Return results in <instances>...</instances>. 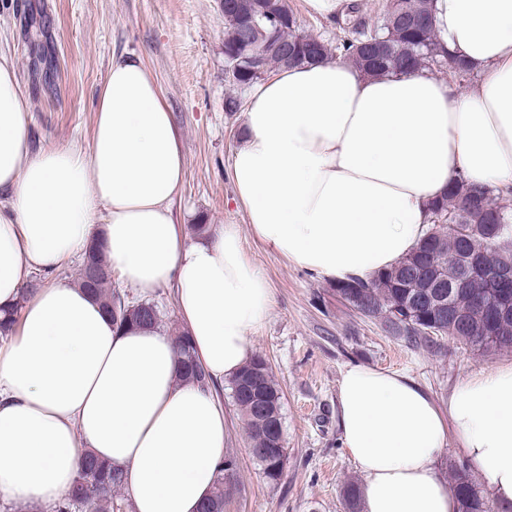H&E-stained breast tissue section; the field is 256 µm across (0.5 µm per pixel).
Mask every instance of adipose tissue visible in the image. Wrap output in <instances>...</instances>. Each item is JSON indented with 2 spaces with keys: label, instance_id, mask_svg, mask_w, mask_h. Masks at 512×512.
I'll return each instance as SVG.
<instances>
[{
  "label": "adipose tissue",
  "instance_id": "1",
  "mask_svg": "<svg viewBox=\"0 0 512 512\" xmlns=\"http://www.w3.org/2000/svg\"><path fill=\"white\" fill-rule=\"evenodd\" d=\"M432 6L438 41L478 76L466 90L340 60L254 86L231 179L253 234L298 267L371 279L418 242L428 203L459 179L512 198V0ZM30 110L0 54V191L13 196L0 210V307L27 299L0 346V501L57 503L89 451L122 472L133 512H198L225 457L220 389L253 359L272 290L237 225L186 242L173 214L180 136L140 59L113 58L89 151L32 153ZM98 236L133 288H173L208 386L180 380L172 337L114 328L81 288L27 290L32 271L57 269ZM337 403L363 512H458L438 471L452 437L512 512V363L462 380L444 416L406 375L359 363L344 369Z\"/></svg>",
  "mask_w": 512,
  "mask_h": 512
}]
</instances>
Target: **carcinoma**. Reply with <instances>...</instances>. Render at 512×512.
I'll list each match as a JSON object with an SVG mask.
<instances>
[{
  "label": "carcinoma",
  "instance_id": "obj_1",
  "mask_svg": "<svg viewBox=\"0 0 512 512\" xmlns=\"http://www.w3.org/2000/svg\"><path fill=\"white\" fill-rule=\"evenodd\" d=\"M240 9L224 23V57L238 63L235 85L248 88L260 80L256 70L315 62L342 57L369 73H390L411 69L442 67L448 74H470L460 60L439 44L429 23L431 0H399L389 24L374 25L360 15L357 4L346 14L345 35L331 45L320 41L315 54L306 51L311 36L296 32L297 18L287 0H238ZM457 212L464 222L453 230L441 226L424 236L396 266L377 274L368 282L351 281L336 285V296L349 307L376 320L394 336L405 337L412 346L430 351L441 346L448 336L461 345L484 353L512 351V324L503 330L491 329L490 313L473 305L468 294H481L487 302H497L495 289L473 283L468 291L455 295L453 306L437 311L424 298L433 291L427 269L440 262L454 268L464 251H476L493 245L494 264L512 270V236L498 234V226H512V208L492 191L454 184L448 195L429 205L430 216ZM78 285L102 307L116 326L137 328L156 326L160 311L153 302L139 308H113L119 292L112 289V266L103 245L93 240L84 252ZM27 294L15 306L0 309V338L15 333ZM184 380L207 384L208 376L197 362L188 339L175 336ZM229 386L234 404L242 413L250 447L266 453H250L266 478H280L286 460L281 417V396L268 361L257 356ZM449 486L459 499L460 512H492L464 469L452 464ZM121 473L112 464L86 454L79 464L68 494L56 505V512H115L122 506L119 498ZM237 493L232 462L219 464L211 497L200 512H224V504Z\"/></svg>",
  "mask_w": 512,
  "mask_h": 512
}]
</instances>
